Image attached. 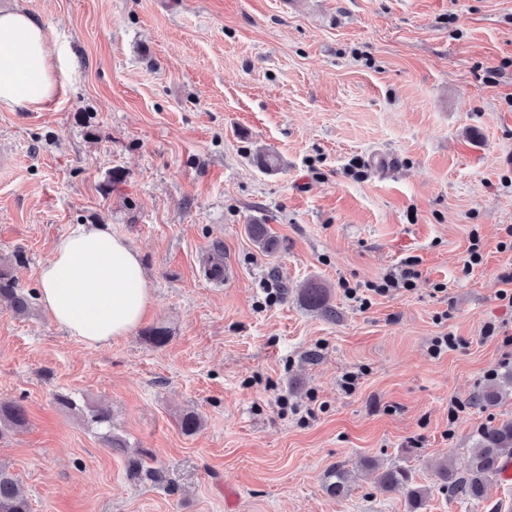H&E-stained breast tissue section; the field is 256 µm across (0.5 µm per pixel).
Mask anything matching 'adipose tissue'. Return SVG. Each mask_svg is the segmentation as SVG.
<instances>
[{"label": "adipose tissue", "instance_id": "obj_1", "mask_svg": "<svg viewBox=\"0 0 512 512\" xmlns=\"http://www.w3.org/2000/svg\"><path fill=\"white\" fill-rule=\"evenodd\" d=\"M53 90L43 29L27 13H0V102L29 109ZM38 299L56 324L96 348L127 335L152 302L139 253L102 224L78 225L63 238L39 271Z\"/></svg>", "mask_w": 512, "mask_h": 512}]
</instances>
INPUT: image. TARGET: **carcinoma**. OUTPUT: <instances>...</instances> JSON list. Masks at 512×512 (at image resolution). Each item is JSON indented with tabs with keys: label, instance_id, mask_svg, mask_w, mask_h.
Listing matches in <instances>:
<instances>
[{
	"label": "carcinoma",
	"instance_id": "cac0c4a2",
	"mask_svg": "<svg viewBox=\"0 0 512 512\" xmlns=\"http://www.w3.org/2000/svg\"><path fill=\"white\" fill-rule=\"evenodd\" d=\"M247 232L260 248L268 252L276 250V241L268 235L265 225L249 224ZM15 260H19V257L12 260L0 258V305L22 316L31 308L32 295L24 291L14 275ZM299 296L304 306L319 310L328 317L336 316V311L328 304L327 288L322 283L315 280L306 282L300 288ZM506 384H512V371L484 387L476 394V401L485 406L498 404L505 395ZM57 402L67 409L81 412L88 424L106 428L103 440L107 448L126 451L128 445L125 440L112 434V415L108 410L100 407L83 409L67 394L58 395ZM27 423V410L19 401L0 400V439L25 427ZM200 427L201 418L195 412H186L180 418V430L185 435L197 433ZM506 456L512 458V421L486 425L475 433L468 476H457L455 470L447 465L439 468L438 476L449 489H456L469 499L479 501L484 496L486 482L498 475L501 460ZM348 482L349 471L338 465L328 473L326 489L332 494H341L348 489ZM377 485L384 492L399 488L406 490L411 512L421 509L427 498V490L413 485L411 473L402 467L382 471ZM0 512H30L29 500L19 478L6 467H0Z\"/></svg>",
	"mask_w": 512,
	"mask_h": 512
}]
</instances>
